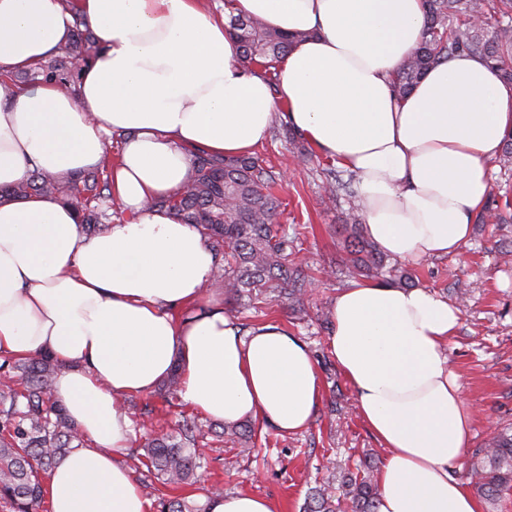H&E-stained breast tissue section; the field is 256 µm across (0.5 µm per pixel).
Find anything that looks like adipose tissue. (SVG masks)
<instances>
[{"label": "adipose tissue", "mask_w": 512, "mask_h": 512, "mask_svg": "<svg viewBox=\"0 0 512 512\" xmlns=\"http://www.w3.org/2000/svg\"><path fill=\"white\" fill-rule=\"evenodd\" d=\"M236 15L307 33L279 62L280 98L239 66ZM78 21L98 49L76 91L41 83L0 97V187L37 168L100 166L114 135L123 214L89 235L57 198L0 203V358L62 366L53 399L83 442L44 482L49 512H151L123 462V399L177 369L183 400L204 417L292 434L322 395L307 345L278 322L245 329L226 314L210 241L154 208L190 182V149L251 155L290 125L355 174L365 236L417 263L469 241L512 131V85L464 54L398 98L390 78L422 39V0H225L220 12L209 0H0V74L51 59ZM459 322L424 288L355 282L333 303L331 354L387 450L378 512H479L449 472L472 425L444 350Z\"/></svg>", "instance_id": "1"}]
</instances>
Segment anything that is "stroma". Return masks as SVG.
<instances>
[{"mask_svg":"<svg viewBox=\"0 0 512 512\" xmlns=\"http://www.w3.org/2000/svg\"><path fill=\"white\" fill-rule=\"evenodd\" d=\"M285 136L268 137L258 155L275 168L289 167L288 180L279 190V221L302 224L306 231L295 262L319 272L332 266L336 275L318 281L305 299L307 319H298L287 302L271 301L242 307L225 300L224 310L237 320L259 324L277 320L306 343L309 350L327 348L330 331L320 325L317 313L331 310L337 293L350 283L345 276L342 239L337 233L346 202H328L321 191L323 179L317 163L298 166ZM419 287L455 302L465 296L467 306L446 344L448 358L458 376L472 417L469 450L450 467L466 482L475 449L484 447L494 429L512 427V224H473L472 236L455 255L413 264ZM322 397L310 425L283 435L262 429L250 456L243 457L229 441H210L205 449L209 465L200 482L183 488V495L204 501L213 487L225 493L248 492L270 499L277 512H300L310 488L327 481V460L339 465L369 461L381 465L386 454L356 412L355 394L339 369L320 374ZM337 413H330L329 403ZM151 409L153 428L170 427L193 411L181 398L164 401L157 393L129 398L128 413L134 436L144 433L142 413Z\"/></svg>","mask_w":512,"mask_h":512,"instance_id":"1","label":"stroma"}]
</instances>
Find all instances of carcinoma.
I'll return each instance as SVG.
<instances>
[{
	"mask_svg": "<svg viewBox=\"0 0 512 512\" xmlns=\"http://www.w3.org/2000/svg\"><path fill=\"white\" fill-rule=\"evenodd\" d=\"M424 34L418 47L391 77L393 91L404 96L430 68L458 54L477 56L491 64L500 78L512 84V0H423ZM238 44L239 64L259 69L270 90L279 93V59L305 35H283L256 18L231 17ZM96 41L75 24L69 40L49 62L33 69L0 77L4 95L32 82H52L76 91L82 66L93 57ZM112 148L108 161L95 171L49 174L38 169L11 187H0V203L32 194L54 195L80 206L84 229L100 230L111 216L122 214L112 198ZM193 157L191 183L157 199L153 206L200 227L221 255L222 269L212 287L224 295L255 303L263 298H284L303 304L315 278L302 266L288 263L297 251L301 227L280 224L275 194L283 174L255 155L219 158L201 148ZM323 188L335 202L347 198L349 208L341 226L348 254L345 273L353 279L389 275L403 287L415 283L408 269L389 267L376 247L364 239L362 213L355 200V174L321 168ZM61 365L48 355L26 358L18 365H0V506L9 512H35L42 501L45 475L76 448L78 433L65 410L51 401L52 387ZM259 427L246 420L222 425V435L242 448L253 442ZM213 426L185 418L176 427L161 430L141 445L139 460L162 487L192 485L198 470L208 466L200 442ZM477 493L495 505L502 491L512 487V434L494 433L475 452L471 468ZM343 497L352 512H377L378 488L374 467L362 462L343 474ZM160 512H208L207 505L185 497L161 499ZM304 512H336V496L318 485L309 493Z\"/></svg>",
	"mask_w": 512,
	"mask_h": 512,
	"instance_id": "1",
	"label": "carcinoma"
}]
</instances>
